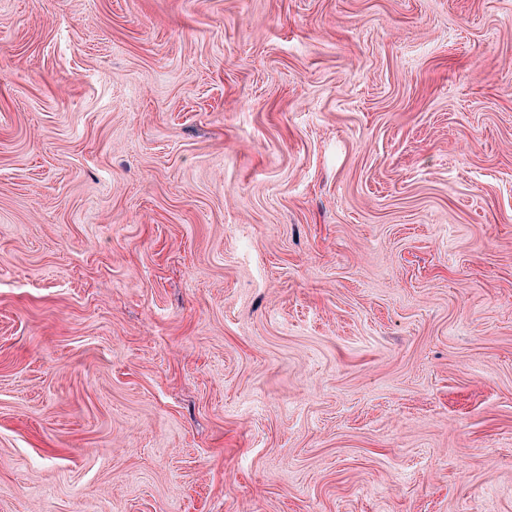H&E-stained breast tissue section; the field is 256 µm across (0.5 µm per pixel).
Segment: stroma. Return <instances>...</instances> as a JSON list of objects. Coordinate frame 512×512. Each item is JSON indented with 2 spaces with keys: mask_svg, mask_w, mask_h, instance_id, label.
Returning a JSON list of instances; mask_svg holds the SVG:
<instances>
[{
  "mask_svg": "<svg viewBox=\"0 0 512 512\" xmlns=\"http://www.w3.org/2000/svg\"><path fill=\"white\" fill-rule=\"evenodd\" d=\"M0 512H512V0H0Z\"/></svg>",
  "mask_w": 512,
  "mask_h": 512,
  "instance_id": "stroma-1",
  "label": "stroma"
}]
</instances>
